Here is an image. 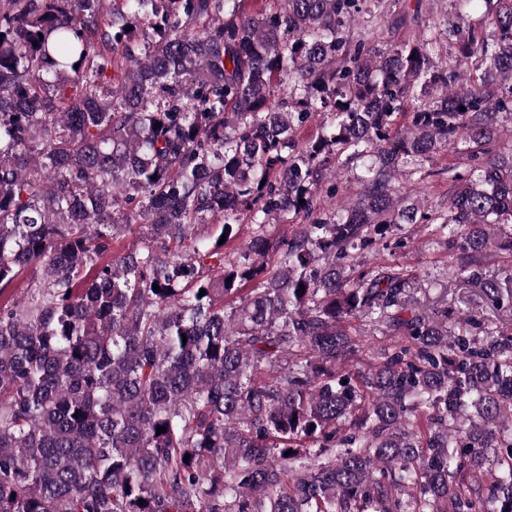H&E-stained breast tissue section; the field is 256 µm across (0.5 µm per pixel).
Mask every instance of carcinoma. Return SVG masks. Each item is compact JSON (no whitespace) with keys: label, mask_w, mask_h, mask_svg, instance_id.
Segmentation results:
<instances>
[{"label":"carcinoma","mask_w":512,"mask_h":512,"mask_svg":"<svg viewBox=\"0 0 512 512\" xmlns=\"http://www.w3.org/2000/svg\"><path fill=\"white\" fill-rule=\"evenodd\" d=\"M269 2L0 0V512H512V329L363 260L418 224L512 308V0ZM360 175L361 168L359 163L356 164L355 162L348 164L336 180L337 184L341 186L338 197H347L358 193L361 187L359 180ZM433 181L432 187L430 184L420 183V184H410L406 182L407 191L414 194H419L418 192H424L425 197L428 199L429 203H431L436 208H446L448 202V182L447 175ZM355 340L361 358L370 360L372 355L381 347L390 346L395 342L394 336H386L378 327L360 325Z\"/></svg>","instance_id":"carcinoma-1"}]
</instances>
